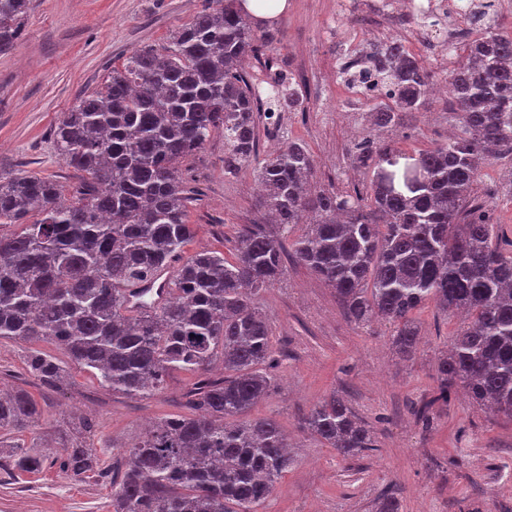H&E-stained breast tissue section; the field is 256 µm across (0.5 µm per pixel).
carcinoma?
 I'll return each instance as SVG.
<instances>
[{"label": "carcinoma", "mask_w": 512, "mask_h": 512, "mask_svg": "<svg viewBox=\"0 0 512 512\" xmlns=\"http://www.w3.org/2000/svg\"><path fill=\"white\" fill-rule=\"evenodd\" d=\"M238 0H205L158 51L135 50L101 87L80 99L52 131L59 159L82 173L72 197L36 176L0 180V339L54 342L99 384L128 396L158 391L173 368L196 374L193 417L161 420L129 450L112 482V512H258L288 469V439L270 418H249L270 390L262 369L271 328L255 306L259 291L285 275L284 239L296 259L336 291L350 322L395 326L408 356L419 341L415 312L433 302L469 322L437 363L434 400L462 388L472 403L512 418V252L493 244L495 224L470 190L490 157L512 153V27L499 13L464 6L483 24L465 45L449 85L461 135L406 152L390 141L355 145L372 171L366 191L311 189L315 167L296 141L258 158V100L246 62L278 40L256 30ZM31 0H0V53L21 36ZM367 61L394 86L393 104L370 112L396 131L425 108L434 75L395 41L370 46ZM224 134V173L254 167L257 204L278 225L239 231L234 258L198 252L174 270L159 307L132 312L127 288L151 278L192 236L182 162ZM224 377L212 379V364ZM26 365L43 383L65 370L35 349ZM24 391L0 392V449L39 424ZM301 426L344 457L377 447L374 432L331 395ZM14 466L37 472L49 448L12 445ZM74 474L100 466L93 447L64 448Z\"/></svg>", "instance_id": "obj_1"}]
</instances>
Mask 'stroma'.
<instances>
[{"label": "stroma", "mask_w": 512, "mask_h": 512, "mask_svg": "<svg viewBox=\"0 0 512 512\" xmlns=\"http://www.w3.org/2000/svg\"><path fill=\"white\" fill-rule=\"evenodd\" d=\"M379 2L288 0L287 11L269 21L281 39L271 56L299 83L305 100L299 112L281 105L280 125L258 118L259 152L290 138L304 142L315 159L314 187L362 189L370 179L348 136L364 127L370 107L349 102L336 79L341 58L355 60L371 43L396 40L423 59L437 80L454 64L417 38L415 23L382 13ZM201 8L202 0H32L21 37L0 54V176L47 177L72 193L79 178L58 158L53 128L134 50L162 48ZM460 129L461 115L449 95L435 93L426 113L390 139L396 148L419 151ZM182 177L193 227L185 255L206 250L233 257L239 228L267 223L256 205L253 168L224 171L223 134H214L184 162ZM474 193L493 206L495 242L507 248L512 156L483 168ZM284 264V277L255 297L271 324L274 354L265 365L272 387L251 415L281 425L292 444V462L259 512H374L375 498L389 487L396 489L402 512H512V420L473 405L460 389L448 403L433 400L438 360L462 315L445 314L431 303L421 308L415 314L420 342L405 359L392 346L386 320L356 327L333 288L292 257ZM25 348L0 339V387L28 391L61 430L36 426L16 436V443L58 448L87 442L97 447L101 464L76 475L57 460L34 474L0 463V512H109L112 473L127 464L134 439L162 419L192 415L187 393L194 375L172 369L156 394L126 396L101 387L61 346L40 342L37 350L65 370L62 383L48 386L29 373ZM333 394L373 428L376 449L345 458L301 429V416ZM81 419L90 432L74 431Z\"/></svg>", "instance_id": "1"}]
</instances>
